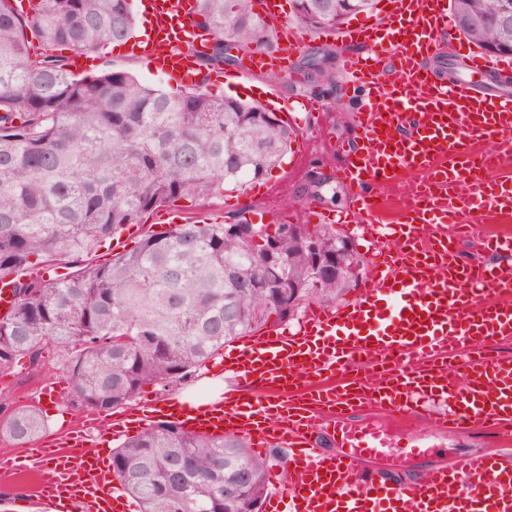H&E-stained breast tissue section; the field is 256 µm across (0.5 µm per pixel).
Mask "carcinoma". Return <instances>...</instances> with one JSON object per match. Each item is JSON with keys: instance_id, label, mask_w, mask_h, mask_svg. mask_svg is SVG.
<instances>
[{"instance_id": "cac0c4a2", "label": "carcinoma", "mask_w": 512, "mask_h": 512, "mask_svg": "<svg viewBox=\"0 0 512 512\" xmlns=\"http://www.w3.org/2000/svg\"><path fill=\"white\" fill-rule=\"evenodd\" d=\"M0 0V280L16 303L0 316V374L59 353L75 413L130 405L146 385L170 387L228 343L288 322L310 302L333 306L358 286L336 267L313 287L307 245L336 256L331 224L210 223L188 217L146 234L112 260L85 262L145 215L181 199L224 200L264 180L291 149L276 113L195 86L170 95L124 71L79 79L63 47L95 53L133 37L130 0ZM194 24L214 40L199 67L221 69L275 49L253 0H194ZM499 0H450L454 27L476 46L502 36ZM373 0H293L308 31L336 30ZM333 51L307 66L329 84ZM45 428L33 405L4 412L0 434L25 443ZM112 471L139 512H253L265 503L268 460L234 435L190 434L160 421L112 451Z\"/></svg>"}]
</instances>
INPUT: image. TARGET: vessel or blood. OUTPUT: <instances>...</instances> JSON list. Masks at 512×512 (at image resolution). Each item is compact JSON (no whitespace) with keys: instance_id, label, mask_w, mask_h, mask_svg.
Masks as SVG:
<instances>
[{"instance_id":"vessel-or-blood-1","label":"vessel or blood","mask_w":512,"mask_h":512,"mask_svg":"<svg viewBox=\"0 0 512 512\" xmlns=\"http://www.w3.org/2000/svg\"><path fill=\"white\" fill-rule=\"evenodd\" d=\"M385 3L379 37L366 27L335 35L344 72L369 92L366 110L354 115L364 144L337 169L350 191L340 221L373 247L361 288L333 307L309 305L296 326L240 339L220 365L232 380L223 393L186 409L146 398L107 424L119 438L168 418L189 433L244 437L263 455L280 449L266 512H512V452L467 456L401 482L394 470L434 450L422 434L399 441L371 420L512 441V356L498 348L512 339V271L493 262L512 256V236L491 234L484 222L487 207L512 208V173L502 153L473 149L476 140L512 134V95L479 88L475 75L496 66L480 50L467 52L470 76L449 83L428 67L445 47V0ZM138 4L153 21L128 52L174 80L204 85L183 50L207 40L191 8L176 18L171 0ZM259 6L276 24V48L246 56L240 70L287 71L305 36L282 21L279 0ZM276 110L302 129L324 103L311 97ZM409 171L423 178L404 200L403 222L381 223L380 197ZM461 172L469 177L464 196ZM326 426L331 453L318 442ZM92 441L71 429L0 465V480L33 485L49 512H125Z\"/></svg>"}]
</instances>
